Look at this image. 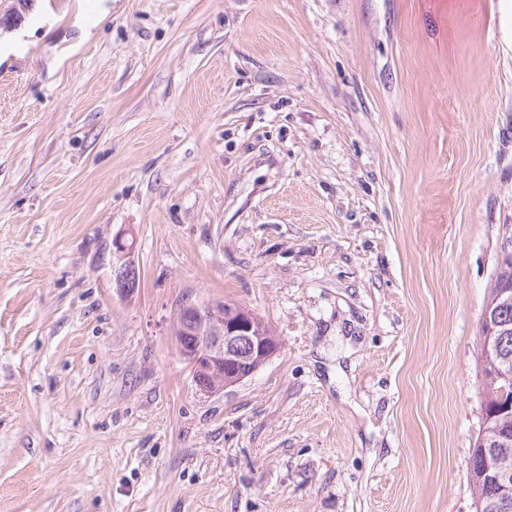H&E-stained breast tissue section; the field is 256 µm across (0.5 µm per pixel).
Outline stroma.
I'll return each mask as SVG.
<instances>
[{
  "instance_id": "35a3bbf8",
  "label": "stroma",
  "mask_w": 512,
  "mask_h": 512,
  "mask_svg": "<svg viewBox=\"0 0 512 512\" xmlns=\"http://www.w3.org/2000/svg\"><path fill=\"white\" fill-rule=\"evenodd\" d=\"M17 31L0 512H474L512 0H0ZM205 299L281 343L211 395ZM117 262L114 266L116 290L123 294L129 293L137 286V278L134 280L135 269L130 260L132 248L129 244L120 238L113 243Z\"/></svg>"
}]
</instances>
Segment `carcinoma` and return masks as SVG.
Instances as JSON below:
<instances>
[{
	"mask_svg": "<svg viewBox=\"0 0 512 512\" xmlns=\"http://www.w3.org/2000/svg\"><path fill=\"white\" fill-rule=\"evenodd\" d=\"M512 289V255L502 257L485 307L497 325L495 346L491 353L479 349L481 372L492 369L512 375V294L500 295V289ZM470 467L475 490L474 505L479 512H512V494L501 492L499 474L512 478V412L494 418L478 433Z\"/></svg>",
	"mask_w": 512,
	"mask_h": 512,
	"instance_id": "obj_1",
	"label": "carcinoma"
}]
</instances>
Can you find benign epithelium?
Segmentation results:
<instances>
[{"mask_svg": "<svg viewBox=\"0 0 512 512\" xmlns=\"http://www.w3.org/2000/svg\"><path fill=\"white\" fill-rule=\"evenodd\" d=\"M117 262L114 266L116 290L129 293L137 286L132 247L120 238L114 242ZM263 321L245 307L224 310L222 300L186 302L179 310L174 327L176 337L193 336L195 343L178 342L179 353L189 368L196 390L209 395L234 385L252 375L281 348L279 341H268L262 333ZM251 347L250 357L257 363L246 367V373L224 372L225 364L241 359L240 348Z\"/></svg>", "mask_w": 512, "mask_h": 512, "instance_id": "1", "label": "benign epithelium"}]
</instances>
